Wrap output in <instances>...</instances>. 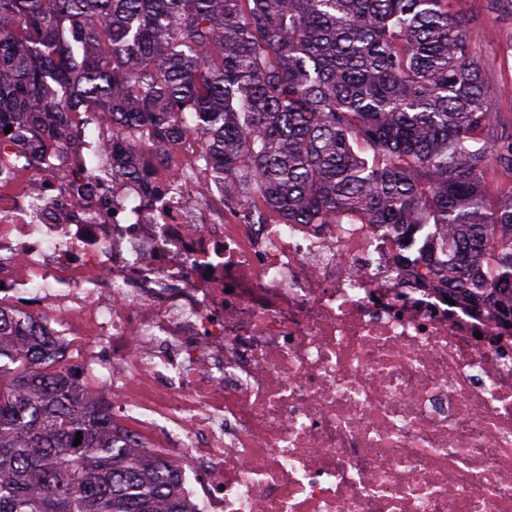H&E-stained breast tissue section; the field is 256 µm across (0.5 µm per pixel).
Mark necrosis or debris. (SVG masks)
Listing matches in <instances>:
<instances>
[{"instance_id":"1","label":"necrosis or debris","mask_w":512,"mask_h":512,"mask_svg":"<svg viewBox=\"0 0 512 512\" xmlns=\"http://www.w3.org/2000/svg\"><path fill=\"white\" fill-rule=\"evenodd\" d=\"M0 139V299L30 309L195 512H512V321L449 304L368 224H245L199 137L157 189L109 126Z\"/></svg>"}]
</instances>
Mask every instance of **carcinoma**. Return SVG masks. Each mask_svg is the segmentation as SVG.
Here are the masks:
<instances>
[{
  "label": "carcinoma",
  "instance_id": "carcinoma-1",
  "mask_svg": "<svg viewBox=\"0 0 512 512\" xmlns=\"http://www.w3.org/2000/svg\"><path fill=\"white\" fill-rule=\"evenodd\" d=\"M451 3L0 0V136L35 166L108 121L112 167L149 196L196 134L245 223L385 224L399 248L416 226L429 276L481 312L512 301V188L487 184L512 174V132ZM177 482L0 304V512H193Z\"/></svg>",
  "mask_w": 512,
  "mask_h": 512
}]
</instances>
